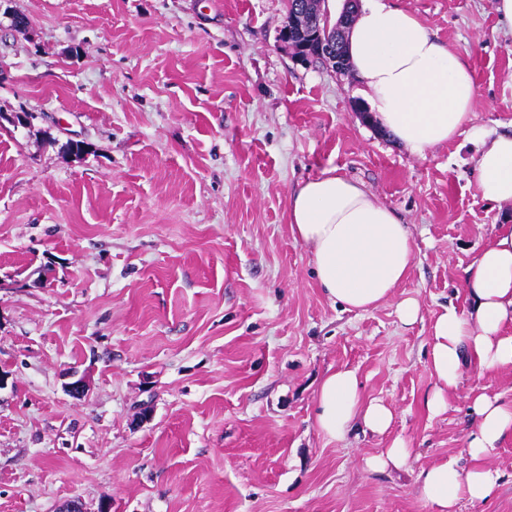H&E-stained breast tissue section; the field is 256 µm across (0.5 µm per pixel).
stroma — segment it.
<instances>
[{"mask_svg":"<svg viewBox=\"0 0 512 512\" xmlns=\"http://www.w3.org/2000/svg\"><path fill=\"white\" fill-rule=\"evenodd\" d=\"M393 2L472 69L474 124L511 131L494 0ZM287 16L288 0H0V112L30 116L0 125V512H431L416 475L462 452L471 397L512 399L509 367L423 406L431 326L468 308L462 269L512 208L481 198L464 138L420 157L364 123L353 73L279 47ZM328 169L414 240L367 312L323 293L287 223L288 195ZM339 368L393 407L386 434L316 429ZM397 438L409 468L367 470ZM492 466L489 501L458 512H512V439Z\"/></svg>","mask_w":512,"mask_h":512,"instance_id":"obj_1","label":"stroma"}]
</instances>
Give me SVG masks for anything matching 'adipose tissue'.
I'll return each mask as SVG.
<instances>
[{
	"instance_id": "adipose-tissue-1",
	"label": "adipose tissue",
	"mask_w": 512,
	"mask_h": 512,
	"mask_svg": "<svg viewBox=\"0 0 512 512\" xmlns=\"http://www.w3.org/2000/svg\"><path fill=\"white\" fill-rule=\"evenodd\" d=\"M350 69L368 90L383 128L412 153L467 135L481 197L512 206V133L471 123L476 81L467 63L429 28L390 0H370L348 33ZM296 240L308 249L318 285L330 299L367 311L391 298L414 258L409 228L361 183L328 170L302 182L287 200ZM467 311L448 309L431 328L430 414L444 411L467 370L485 375L512 367V226H501L464 269ZM464 457L423 468L421 495L432 512H456L460 501L486 503L498 480L488 461L512 437V402L478 394ZM394 418L380 401L364 402L355 371L326 374L315 400L314 423L333 440L353 427L385 433Z\"/></svg>"
}]
</instances>
